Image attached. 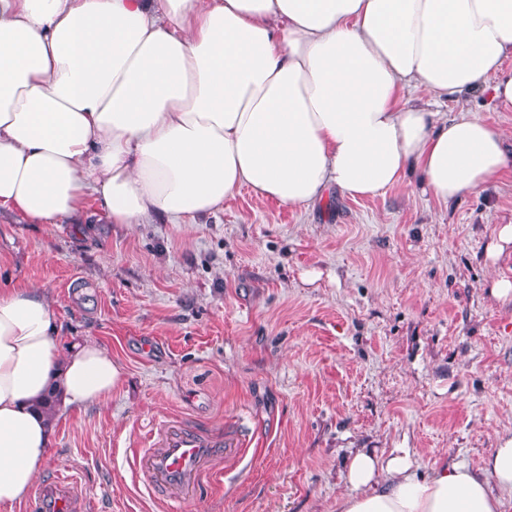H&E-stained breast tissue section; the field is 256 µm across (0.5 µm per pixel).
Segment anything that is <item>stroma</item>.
<instances>
[{"mask_svg": "<svg viewBox=\"0 0 512 512\" xmlns=\"http://www.w3.org/2000/svg\"><path fill=\"white\" fill-rule=\"evenodd\" d=\"M512 178L443 204L409 170L374 198L295 209L242 189L195 224H30L0 212V289L48 287L61 344L121 371L55 425L39 480L90 512H168L128 464L159 421L246 435L181 512H335L349 457L409 450L419 476L479 468L512 435V303L489 288Z\"/></svg>", "mask_w": 512, "mask_h": 512, "instance_id": "stroma-1", "label": "stroma"}]
</instances>
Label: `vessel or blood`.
I'll list each match as a JSON object with an SVG mask.
<instances>
[{"label":"vessel or blood","mask_w":512,"mask_h":512,"mask_svg":"<svg viewBox=\"0 0 512 512\" xmlns=\"http://www.w3.org/2000/svg\"><path fill=\"white\" fill-rule=\"evenodd\" d=\"M238 436L199 432L178 419L162 421L149 447L134 454L132 465L152 492L180 502L208 487L218 460L244 455ZM28 512H86L76 480L52 476L41 483L27 504Z\"/></svg>","instance_id":"vessel-or-blood-1"}]
</instances>
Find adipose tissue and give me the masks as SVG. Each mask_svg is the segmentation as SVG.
Masks as SVG:
<instances>
[{
    "instance_id": "obj_1",
    "label": "adipose tissue",
    "mask_w": 512,
    "mask_h": 512,
    "mask_svg": "<svg viewBox=\"0 0 512 512\" xmlns=\"http://www.w3.org/2000/svg\"><path fill=\"white\" fill-rule=\"evenodd\" d=\"M512 0H0V211L88 232L189 224L239 189L291 208L376 197L408 167L440 202L512 173L504 131L411 104L512 111ZM47 288L0 289V512L32 488L58 410L120 370L60 351ZM337 512H504L512 438L480 469L356 453Z\"/></svg>"
}]
</instances>
